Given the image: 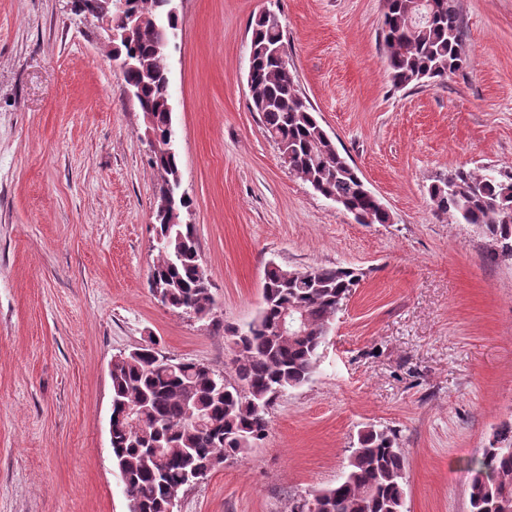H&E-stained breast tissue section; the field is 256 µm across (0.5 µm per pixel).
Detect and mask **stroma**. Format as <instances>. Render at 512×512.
Wrapping results in <instances>:
<instances>
[{
    "label": "stroma",
    "mask_w": 512,
    "mask_h": 512,
    "mask_svg": "<svg viewBox=\"0 0 512 512\" xmlns=\"http://www.w3.org/2000/svg\"><path fill=\"white\" fill-rule=\"evenodd\" d=\"M466 64L393 89L383 0H178L175 147L214 300L197 320L149 286L157 175L144 116L70 0H0V512H129L112 461L114 356L234 375L228 330L265 268L366 277L266 439L177 512H293L336 482L359 431L395 429L407 512H470V462L512 422V260L428 189L512 169V0H459ZM276 12L299 91L390 214L359 224L291 172L251 109V25Z\"/></svg>",
    "instance_id": "35a3bbf8"
}]
</instances>
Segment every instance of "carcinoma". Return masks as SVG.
<instances>
[{"instance_id": "carcinoma-1", "label": "carcinoma", "mask_w": 512, "mask_h": 512, "mask_svg": "<svg viewBox=\"0 0 512 512\" xmlns=\"http://www.w3.org/2000/svg\"><path fill=\"white\" fill-rule=\"evenodd\" d=\"M147 17L165 12V0H126ZM382 39L395 89L444 81L466 62L465 32L458 0H385ZM157 33L148 25L121 48L140 59L153 77L139 71L125 83L141 85L139 106L150 108L154 131L165 138L171 113L161 101L158 75L165 60L157 53ZM286 47L280 18L262 14L252 27V111L288 169L324 198L357 212L361 224H386L388 212L364 192L356 167L340 152L313 107L296 89L293 71H284L271 49ZM148 163L158 176L157 192L179 173L178 154L151 151ZM435 211L460 224L480 228L504 257L512 259V171L483 173L460 169L431 186ZM155 217L156 263L150 287L161 302L198 319L213 310L211 282L200 276L194 228L182 214ZM364 277L354 267L303 270L268 266L263 303L257 317L234 328L235 377L232 380L193 361H163L156 348L117 356L112 364V404L126 412L112 423V458L124 488L140 512H168L188 490L192 470L208 477L220 465L247 455L269 432V410L290 389L315 372L332 320ZM288 316V335L280 331ZM471 512H512V424L496 443L471 462ZM406 458L389 428H369L358 436L336 484L318 490L293 512H404Z\"/></svg>"}]
</instances>
